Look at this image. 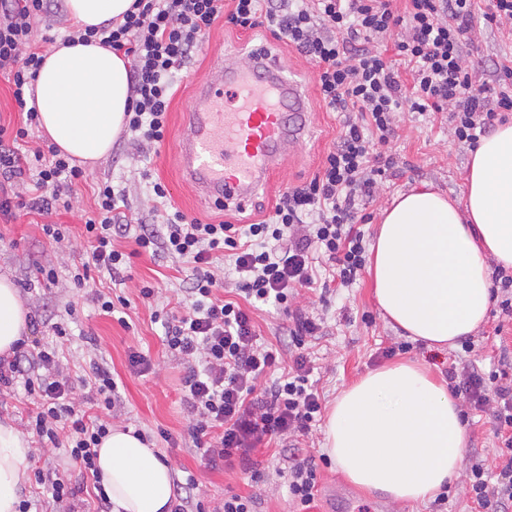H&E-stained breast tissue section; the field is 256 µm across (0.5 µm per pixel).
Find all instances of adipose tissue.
Here are the masks:
<instances>
[{
	"mask_svg": "<svg viewBox=\"0 0 512 512\" xmlns=\"http://www.w3.org/2000/svg\"><path fill=\"white\" fill-rule=\"evenodd\" d=\"M133 0H67L79 27L120 17ZM130 102L128 62L99 43H55L27 92L38 127L60 154L89 167L108 156ZM512 268V122L471 155L463 201L424 188L381 212L372 247L374 292L385 318L430 346H455L485 322L490 265ZM29 334L28 311L0 275V355ZM461 401L420 365L373 370L337 396L325 450L346 478L398 503L433 497L458 477L468 445ZM29 444L0 422V512H18ZM96 465L113 512H168L173 475L133 431L113 428Z\"/></svg>",
	"mask_w": 512,
	"mask_h": 512,
	"instance_id": "ef3b65f1",
	"label": "adipose tissue"
}]
</instances>
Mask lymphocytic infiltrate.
Here are the masks:
<instances>
[{"label": "lymphocytic infiltrate", "mask_w": 512, "mask_h": 512, "mask_svg": "<svg viewBox=\"0 0 512 512\" xmlns=\"http://www.w3.org/2000/svg\"><path fill=\"white\" fill-rule=\"evenodd\" d=\"M391 0H134L122 20L99 27H70L66 42L99 41L130 58V103L125 128L140 149H160L176 93V74L220 20L247 32L258 28L288 44L317 65L315 82L329 112L344 115L342 128L310 181L287 188L271 214L251 224H205L179 210L168 211L170 193L161 180L151 183L154 205L130 219L122 194L111 182L98 184L96 213L84 224L91 248L72 277L85 287L93 274L123 281L132 258L148 254L178 259L190 272L176 310L166 312L163 342L184 369L182 405L195 451L206 466L242 454L243 467L259 479L248 453L263 440L282 443L289 463L288 494L302 508L317 495L315 457L301 439L322 410L313 368L303 347L322 336L321 319L295 309L300 291L316 288V263L325 259L338 286H352L366 263L365 233L358 218L391 157L378 153L395 134L393 112L402 107L419 115L448 113L458 142L477 146L494 121L512 113V58L493 63L496 82L477 78L463 58L475 20L512 23V0H405L403 13ZM64 13V0H0V73L13 86L26 116L19 124L0 123V219L21 213L42 216L52 242L69 238L56 222L69 208L73 187L85 171L55 147L21 149L36 124L25 88L43 64L34 24ZM393 57L379 43L393 30ZM24 191H17L18 178ZM132 248L122 251L117 240ZM228 258L242 302L220 298L223 278L214 272ZM271 307L288 316L278 346L260 342L256 311ZM90 380L99 414H89L74 395L69 371L53 346H14L0 362V389L23 387L37 401L31 428L38 451L65 449L69 470H36L35 482L50 495L56 512H80L85 484H92L93 512H112L100 484L97 449L112 426L117 383L103 364L91 362ZM450 392L470 408L490 415L498 438L493 464L474 459L466 490L479 512H512V352L501 349L498 367L473 361L449 366ZM170 512H255L256 495L227 492L206 507L195 475L174 483Z\"/></svg>", "instance_id": "f902f5d3"}]
</instances>
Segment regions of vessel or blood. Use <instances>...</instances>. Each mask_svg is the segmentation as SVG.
<instances>
[{
  "label": "vessel or blood",
  "instance_id": "1",
  "mask_svg": "<svg viewBox=\"0 0 512 512\" xmlns=\"http://www.w3.org/2000/svg\"><path fill=\"white\" fill-rule=\"evenodd\" d=\"M213 66L220 83L195 87L178 143L181 171L200 198L242 208L308 135L309 96L261 55H217Z\"/></svg>",
  "mask_w": 512,
  "mask_h": 512
}]
</instances>
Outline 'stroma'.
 Masks as SVG:
<instances>
[{
    "mask_svg": "<svg viewBox=\"0 0 512 512\" xmlns=\"http://www.w3.org/2000/svg\"><path fill=\"white\" fill-rule=\"evenodd\" d=\"M259 47L292 69L296 80L307 88L310 133L302 143L291 148L267 189L259 192L245 210L227 214L198 197L183 179L175 143L183 132L195 84L217 77L211 65L213 55L228 50L242 59ZM508 54H512V35L506 29L481 23L475 25L463 47L468 62L481 59L489 64ZM315 71L313 63L265 30L244 32L228 24H218L207 34L202 51L178 73L181 83L170 105L168 132L160 150L136 149L129 144L127 136H119L111 154L89 171L86 182L75 188L70 210L57 218L58 223L70 229L68 241L59 246L51 244L33 215L20 216L10 224L0 223V274L11 275L25 306L32 310L44 307L55 310L62 322L68 319L65 312L68 304H75L79 310V321L72 327L74 338L66 353L70 375L77 381V398L93 403L94 391L80 384L78 378L90 361L107 363L119 387L116 425L141 431L149 437L154 448L172 466L175 477H182L187 470L197 474L203 496L211 503L220 502L230 490L243 495L259 493L256 512H295L288 496V463L275 445L258 446L251 457L258 463L262 476L255 482L239 468L206 469L196 455L187 434L181 402L184 371L170 360L163 345L164 329L154 319L155 314L175 306L185 277L182 264L170 257L134 258L130 276L120 286L105 278L95 281L93 287L78 289L72 282V274L88 246L83 224L96 211L97 182L111 180L115 190L123 193L125 211L132 218L147 215L153 205L150 184L143 177L148 171L166 183L172 205L188 217L205 224L223 220L246 224L269 213L287 186L309 180L318 171L344 119L343 114L323 107L315 85ZM393 124L396 137L387 151L393 156L395 166L362 205L369 218L364 229L371 237L376 234L382 206L397 192L428 183L460 201L466 191L470 149L455 139L447 113L425 118L405 110L394 113ZM37 260H47L56 266L59 280L54 286L47 288L37 282L32 272V264ZM145 285L158 287L154 301H142L139 290ZM97 289L112 291L129 300L125 322L101 314L93 300ZM296 302L324 323L323 336L309 344L313 376L318 381L324 405H331L343 389L367 372L387 365L388 360L382 355L384 348L404 340L382 318L369 273H361L352 287L337 288L323 296L304 292ZM136 351L150 356L152 370L140 374L132 369L129 356ZM462 355L458 345L430 349L425 343L415 341L408 352L397 354L396 359L419 362L441 381L448 366L458 363ZM386 504V498L350 484L331 463L319 467L318 493L308 512H383Z\"/></svg>",
    "mask_w": 512,
    "mask_h": 512,
    "instance_id": "stroma-1",
    "label": "stroma"
}]
</instances>
